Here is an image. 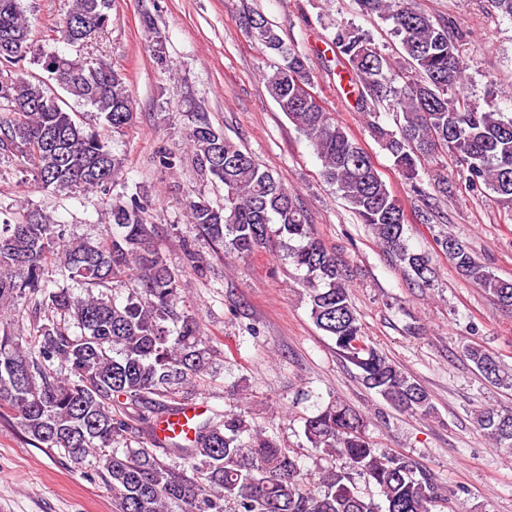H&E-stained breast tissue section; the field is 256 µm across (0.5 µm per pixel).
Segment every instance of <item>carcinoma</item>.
Here are the masks:
<instances>
[{"mask_svg":"<svg viewBox=\"0 0 512 512\" xmlns=\"http://www.w3.org/2000/svg\"><path fill=\"white\" fill-rule=\"evenodd\" d=\"M357 4L392 22L403 62L352 26H337L326 45L342 66L345 94L370 118V132L406 180L421 221L444 219L438 201L452 192L448 176L437 175L431 193L418 177V166L442 153L453 157L466 186L488 190L512 212V114L500 111L492 98L481 107L456 94L466 71L462 30L410 0ZM111 9L112 0H73L67 14L71 36L96 40L108 28ZM243 24L280 59L263 74L266 90L318 154L323 178L415 281L430 285L432 257L409 248L403 205L371 156L323 104L301 101L303 88L312 86L305 54L258 11L245 14ZM63 27H56L53 40L67 44L71 36ZM148 49L156 65L168 70L162 37ZM72 50L35 51L20 0H0V151L45 189L106 195L121 178L125 158L110 150L94 126L64 108L50 82L91 107L117 134L132 125L134 101L123 73L89 60L84 48ZM27 59L42 73L10 70ZM403 63L417 76L403 73ZM382 108L392 112L396 129L375 120ZM187 117L185 141L198 171L224 185L220 208L203 198L188 201L190 222L212 243L241 256L278 236L289 263L304 272L313 323L360 370L364 386L396 410L434 414L427 391L366 342L342 269L280 178L215 129L197 107L189 106ZM180 162L182 154L171 149L156 155L162 171ZM111 216L112 227L98 241L72 242L64 225L36 211L15 224H0V416L15 419L30 444L55 448L71 463L101 474L112 490L114 512H432L448 501L431 469L374 447L361 413L337 400L303 423L310 447L344 460V466L321 472L315 490L304 481L299 453L241 414L196 422L189 441L159 438L157 420L149 414L179 413L188 404L184 389L203 377L217 349L192 316L178 312L177 274L149 233L139 194L112 205ZM273 224L278 228L271 229ZM436 244L461 276L512 312V280L491 272L451 234H440ZM51 266L65 281L48 294L53 317L29 336L15 335L3 316L42 290ZM68 281L86 286L85 294L72 293ZM115 286L127 290L121 303L109 295ZM71 325L80 334L71 335ZM465 356L487 383L512 389V368L497 356L478 345L467 347ZM57 364L69 370L68 377L57 375ZM477 425L496 447L512 451V408L485 410ZM157 448L183 460L184 468L161 460ZM354 472L375 486L382 503L358 490Z\"/></svg>","mask_w":512,"mask_h":512,"instance_id":"carcinoma-1","label":"carcinoma"}]
</instances>
